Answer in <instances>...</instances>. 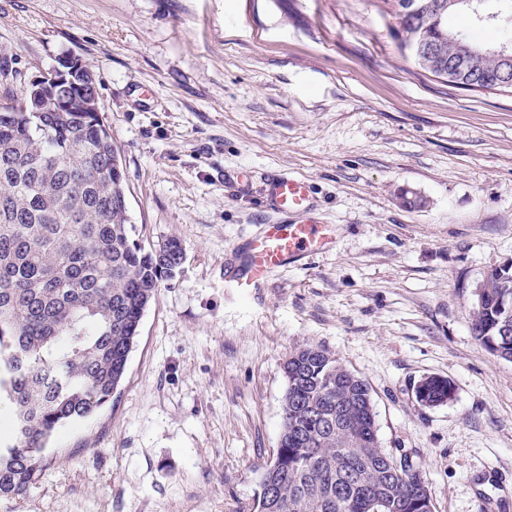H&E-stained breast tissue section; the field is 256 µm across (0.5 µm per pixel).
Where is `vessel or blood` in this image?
Listing matches in <instances>:
<instances>
[{"instance_id":"obj_1","label":"vessel or blood","mask_w":512,"mask_h":512,"mask_svg":"<svg viewBox=\"0 0 512 512\" xmlns=\"http://www.w3.org/2000/svg\"><path fill=\"white\" fill-rule=\"evenodd\" d=\"M265 192L270 205L285 220L265 225L261 235L249 241L243 261L227 274L237 287L249 292L263 288L275 269L329 249L335 239L329 225L309 217L312 197L306 180L276 175L268 180Z\"/></svg>"}]
</instances>
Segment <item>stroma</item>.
<instances>
[{
  "label": "stroma",
  "mask_w": 512,
  "mask_h": 512,
  "mask_svg": "<svg viewBox=\"0 0 512 512\" xmlns=\"http://www.w3.org/2000/svg\"><path fill=\"white\" fill-rule=\"evenodd\" d=\"M402 40L390 0H0V102L89 63L136 237L183 251L111 404L0 512H254L305 345L366 381L433 512L512 503V362L471 331L476 285L512 258V93L450 85ZM272 171L308 181L336 240L251 295L226 269L280 219ZM429 375L452 400L417 401Z\"/></svg>",
  "instance_id": "1"
}]
</instances>
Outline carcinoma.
Here are the masks:
<instances>
[{"mask_svg": "<svg viewBox=\"0 0 512 512\" xmlns=\"http://www.w3.org/2000/svg\"><path fill=\"white\" fill-rule=\"evenodd\" d=\"M413 1L423 5L419 25L437 61L448 64L461 41L512 54V0H394L398 18ZM458 13L494 39L449 30ZM476 70L492 79L501 63L489 55ZM58 93L99 90L76 73ZM115 154L97 112L0 111V403L9 409L0 500L20 497L42 475L58 431L112 403L144 312L182 259L173 239L156 250L134 238ZM472 332L512 362V262L484 276ZM284 374L282 430L261 473L257 512H432L417 473L392 471L402 458L379 444L363 379L313 346L291 353ZM453 395L444 377L416 388L425 406Z\"/></svg>", "mask_w": 512, "mask_h": 512, "instance_id": "obj_1", "label": "carcinoma"}]
</instances>
